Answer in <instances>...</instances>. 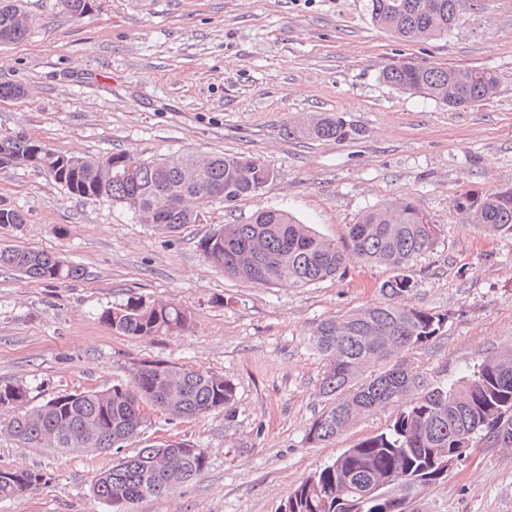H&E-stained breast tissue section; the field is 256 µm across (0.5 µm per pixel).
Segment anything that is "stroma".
Masks as SVG:
<instances>
[{
  "instance_id": "stroma-1",
  "label": "stroma",
  "mask_w": 512,
  "mask_h": 512,
  "mask_svg": "<svg viewBox=\"0 0 512 512\" xmlns=\"http://www.w3.org/2000/svg\"><path fill=\"white\" fill-rule=\"evenodd\" d=\"M35 23L0 44V134L18 130L55 152L243 154L277 176L263 192L203 206L199 222L165 234L126 207L70 195L32 167L0 166V206L20 210L0 248L60 255L82 278L43 282L0 270V380L23 385L27 405L127 380L143 361L231 380V409L196 420L153 412L128 451L177 437L206 449L207 469L134 512H280L289 491L344 449L385 429L390 410L363 416L336 441L308 444L326 404L325 361L309 336L323 320L380 302L383 266L348 264L338 278L295 288L246 284L205 260L198 241L263 208L285 209L338 239L369 208L412 201L443 232L411 269L407 306L447 314L443 334L414 354L423 386L449 384L512 350V236L474 229L456 205L512 183V0L461 4L448 37L402 43L374 26L365 0H93L82 19L59 0H25ZM487 68L496 96L451 109L383 82L393 63ZM355 135L299 133L320 114ZM192 314L189 330L150 338L104 325L102 310L131 294ZM0 410V468L40 469L51 483L0 499V512H110L91 492L115 451L59 455L20 445ZM414 512H512V448L494 440L413 505Z\"/></svg>"
}]
</instances>
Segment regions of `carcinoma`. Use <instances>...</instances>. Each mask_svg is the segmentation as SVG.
Returning a JSON list of instances; mask_svg holds the SVG:
<instances>
[{"label":"carcinoma","mask_w":512,"mask_h":512,"mask_svg":"<svg viewBox=\"0 0 512 512\" xmlns=\"http://www.w3.org/2000/svg\"><path fill=\"white\" fill-rule=\"evenodd\" d=\"M75 19L91 8V0H61ZM365 10L376 27L404 42L440 39L461 22L460 0H366ZM33 26L15 0H0V44L22 41ZM383 80L406 94H423L451 109L495 97L499 77L479 68L391 64ZM320 140H345L354 134L343 118L324 115L303 126ZM34 166L72 195L108 199L137 214H152L151 223L167 233L199 221V209L215 199L226 204L256 197L276 178V170L253 156L173 154L161 160L131 153L103 156L58 154L23 131L0 137V166ZM476 230L485 236H512V186L481 197L456 200ZM24 223L15 209L0 206V230ZM435 224L405 199H389L364 211L346 226L344 241L325 238L292 213L259 210L243 224H226L202 237L198 248L225 275L258 286L288 284L304 288L343 274L349 263L385 266L393 276L380 291L384 301L340 319L320 322L312 333L325 360L320 392L329 404L310 423L306 440L324 445L336 440L359 418L399 406L385 430L345 449L330 464L300 482L283 504L284 512H408L411 503L455 466L456 449L472 448L480 436L512 447V352L483 362L476 370L446 385L416 395L418 374L411 355L435 341L448 314L408 307L399 299L415 290L408 269L433 250L441 238ZM19 271L34 281L60 282L83 276V270L60 257L27 249H0V270ZM100 321L113 330L138 337L178 334L189 329L191 316L171 303L132 294L105 309ZM386 363L367 371L370 361ZM169 392L178 401L169 414L196 419L227 409L236 399L235 384L199 369L142 361L123 382L103 390L55 396L8 422L21 444L69 454L94 451L109 439L120 449L147 419L141 404ZM26 390L0 382V406L11 410L26 404ZM183 440L162 452L146 445L123 456L124 462L99 472L93 494L111 512H131L137 502L161 497L201 475L208 466L203 448L190 450ZM350 477L373 483L386 499L358 502L341 495ZM38 470L0 468V497L20 494L49 483Z\"/></svg>","instance_id":"carcinoma-1"}]
</instances>
